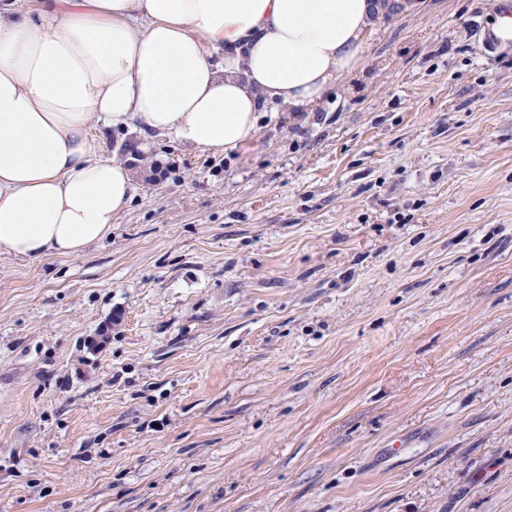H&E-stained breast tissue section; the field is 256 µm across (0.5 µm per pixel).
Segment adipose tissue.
Masks as SVG:
<instances>
[{
	"label": "adipose tissue",
	"mask_w": 512,
	"mask_h": 512,
	"mask_svg": "<svg viewBox=\"0 0 512 512\" xmlns=\"http://www.w3.org/2000/svg\"><path fill=\"white\" fill-rule=\"evenodd\" d=\"M379 0H0V254L78 255L135 174L106 133L194 152L252 142L272 102L321 104L357 66Z\"/></svg>",
	"instance_id": "adipose-tissue-1"
}]
</instances>
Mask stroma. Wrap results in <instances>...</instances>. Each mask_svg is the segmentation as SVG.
<instances>
[{
  "instance_id": "1",
  "label": "stroma",
  "mask_w": 512,
  "mask_h": 512,
  "mask_svg": "<svg viewBox=\"0 0 512 512\" xmlns=\"http://www.w3.org/2000/svg\"><path fill=\"white\" fill-rule=\"evenodd\" d=\"M401 3L318 108L111 133V235L0 255V512H512V0Z\"/></svg>"
}]
</instances>
